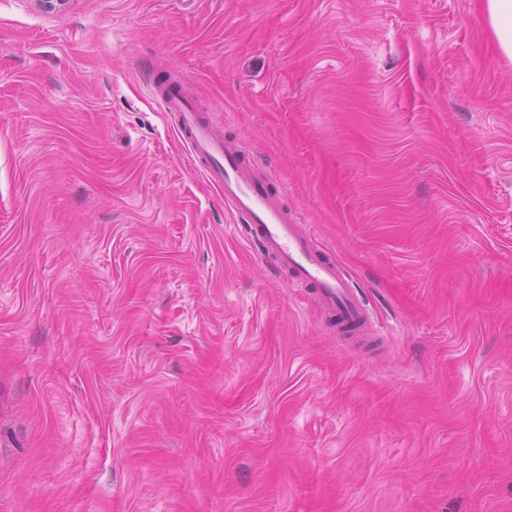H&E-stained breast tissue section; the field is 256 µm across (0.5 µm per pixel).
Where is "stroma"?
<instances>
[{"label": "stroma", "mask_w": 512, "mask_h": 512, "mask_svg": "<svg viewBox=\"0 0 512 512\" xmlns=\"http://www.w3.org/2000/svg\"><path fill=\"white\" fill-rule=\"evenodd\" d=\"M164 78L376 342L257 255ZM0 512H512V61L483 0H0Z\"/></svg>", "instance_id": "obj_1"}]
</instances>
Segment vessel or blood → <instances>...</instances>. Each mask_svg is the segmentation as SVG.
Returning <instances> with one entry per match:
<instances>
[{
    "label": "vessel or blood",
    "instance_id": "1",
    "mask_svg": "<svg viewBox=\"0 0 512 512\" xmlns=\"http://www.w3.org/2000/svg\"><path fill=\"white\" fill-rule=\"evenodd\" d=\"M152 94L163 111L175 116L178 137L207 181L221 188L225 203L248 224L259 256L274 259L289 273L293 287L311 289L319 306L333 316L360 328L370 324L369 310L337 262L315 250L310 227L272 193L266 169L224 141L182 88L157 83Z\"/></svg>",
    "mask_w": 512,
    "mask_h": 512
}]
</instances>
